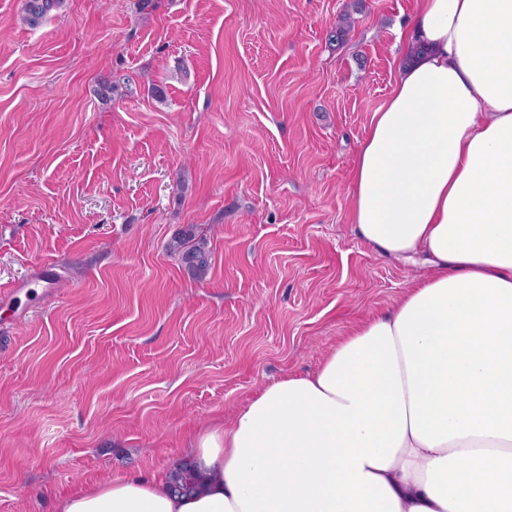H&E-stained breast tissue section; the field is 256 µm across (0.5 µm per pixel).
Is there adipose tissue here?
Returning <instances> with one entry per match:
<instances>
[{"label":"adipose tissue","mask_w":512,"mask_h":512,"mask_svg":"<svg viewBox=\"0 0 512 512\" xmlns=\"http://www.w3.org/2000/svg\"><path fill=\"white\" fill-rule=\"evenodd\" d=\"M399 37L351 222L432 274L194 431L193 496L134 473L56 512H512V0H415Z\"/></svg>","instance_id":"ef3b65f1"}]
</instances>
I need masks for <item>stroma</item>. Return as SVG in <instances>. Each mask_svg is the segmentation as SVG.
I'll return each instance as SVG.
<instances>
[{
    "label": "stroma",
    "mask_w": 512,
    "mask_h": 512,
    "mask_svg": "<svg viewBox=\"0 0 512 512\" xmlns=\"http://www.w3.org/2000/svg\"><path fill=\"white\" fill-rule=\"evenodd\" d=\"M23 4L0 0V290L60 279L43 310L0 308V512H55L169 473L426 274L350 222L413 0H62L35 27ZM191 225L200 280L169 249ZM60 275V267L55 263H42L36 269L34 276L30 280L15 284L10 290V294H19L24 291L25 295H41L42 299L50 298L55 291L57 280ZM25 288H27L25 290ZM36 288L41 289L39 294Z\"/></svg>",
    "instance_id": "35a3bbf8"
}]
</instances>
